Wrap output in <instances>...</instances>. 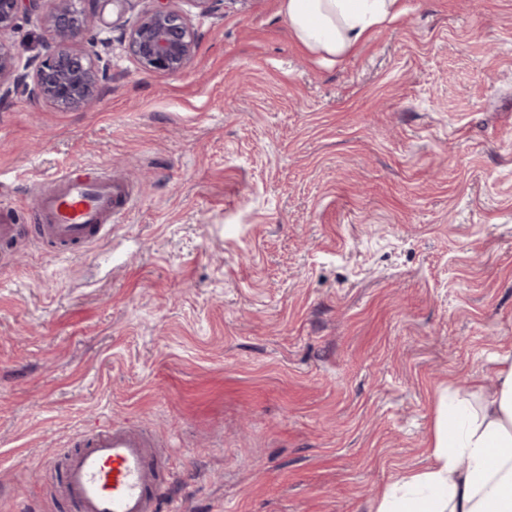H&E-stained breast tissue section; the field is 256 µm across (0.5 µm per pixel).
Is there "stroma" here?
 Returning <instances> with one entry per match:
<instances>
[{"mask_svg": "<svg viewBox=\"0 0 512 512\" xmlns=\"http://www.w3.org/2000/svg\"><path fill=\"white\" fill-rule=\"evenodd\" d=\"M100 0L89 107L0 105V512H61L79 431L172 446L186 512H370L428 463L436 401L512 351V0H402L352 55L280 0H218L180 73L144 72ZM19 71L50 37L0 38ZM131 191L60 259L31 196L63 169Z\"/></svg>", "mask_w": 512, "mask_h": 512, "instance_id": "obj_1", "label": "stroma"}]
</instances>
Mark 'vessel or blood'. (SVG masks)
I'll use <instances>...</instances> for the list:
<instances>
[{"label":"vessel or blood","mask_w":512,"mask_h":512,"mask_svg":"<svg viewBox=\"0 0 512 512\" xmlns=\"http://www.w3.org/2000/svg\"><path fill=\"white\" fill-rule=\"evenodd\" d=\"M54 188L36 192L32 206L40 216L37 233L53 256L68 258L106 242L112 220L125 207L128 188L112 176L84 180L62 172ZM56 495L72 512H182L168 497L175 480L169 467L172 448L147 428L105 422L78 434Z\"/></svg>","instance_id":"obj_1"}]
</instances>
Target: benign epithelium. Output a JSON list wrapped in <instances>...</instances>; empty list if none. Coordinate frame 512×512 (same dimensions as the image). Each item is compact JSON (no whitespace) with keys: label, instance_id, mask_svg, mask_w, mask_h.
I'll list each match as a JSON object with an SVG mask.
<instances>
[{"label":"benign epithelium","instance_id":"1","mask_svg":"<svg viewBox=\"0 0 512 512\" xmlns=\"http://www.w3.org/2000/svg\"><path fill=\"white\" fill-rule=\"evenodd\" d=\"M83 0H0V36L11 31L20 14L45 11L51 32L50 50L31 63L32 73L17 70L14 55L0 40V102L22 94L31 102L57 106L94 104L108 79L93 54L80 46L86 33L98 22L95 12L78 7ZM133 23L116 20L121 37L141 69L156 74L181 72L196 47V34L189 18L155 0Z\"/></svg>","mask_w":512,"mask_h":512}]
</instances>
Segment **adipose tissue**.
<instances>
[{
	"label": "adipose tissue",
	"instance_id": "obj_1",
	"mask_svg": "<svg viewBox=\"0 0 512 512\" xmlns=\"http://www.w3.org/2000/svg\"><path fill=\"white\" fill-rule=\"evenodd\" d=\"M401 0H281L295 38L341 57L400 12ZM491 390L473 385L440 399L431 463L377 495L371 512H512V352L496 359Z\"/></svg>",
	"mask_w": 512,
	"mask_h": 512
}]
</instances>
